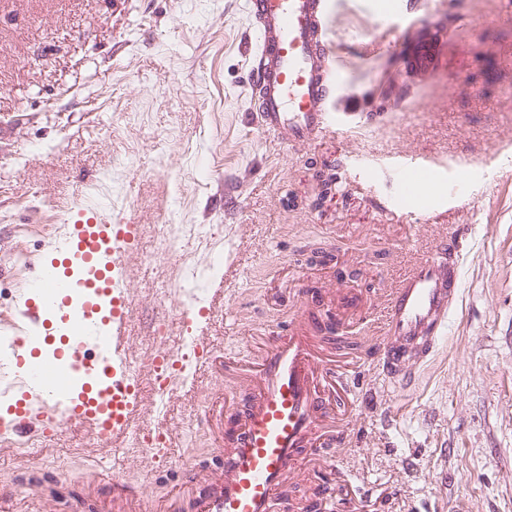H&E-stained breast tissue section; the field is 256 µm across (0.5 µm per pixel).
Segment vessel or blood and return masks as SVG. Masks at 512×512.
Masks as SVG:
<instances>
[{
  "label": "vessel or blood",
  "instance_id": "1",
  "mask_svg": "<svg viewBox=\"0 0 512 512\" xmlns=\"http://www.w3.org/2000/svg\"><path fill=\"white\" fill-rule=\"evenodd\" d=\"M336 0H247L254 42L248 83L258 95V124L288 144H307L339 128L328 104L339 88L337 45L328 31ZM401 197L427 189L437 172L416 159L400 167ZM134 224H65L58 259L43 264L31 297L12 328L23 335L12 355L25 377L13 402V426L35 413L62 427L86 426L97 440L133 430L140 393L123 338L132 306L124 255ZM461 294L458 230L418 254L385 299V321L374 361L396 385H410L437 350ZM153 369L175 390L179 366L171 349L157 350ZM251 402L238 414L224 470L199 512H272L289 476L319 460L340 437L336 409L343 385L340 362L323 336L302 328L269 336L260 361L240 371Z\"/></svg>",
  "mask_w": 512,
  "mask_h": 512
}]
</instances>
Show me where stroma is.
Masks as SVG:
<instances>
[{
    "mask_svg": "<svg viewBox=\"0 0 512 512\" xmlns=\"http://www.w3.org/2000/svg\"><path fill=\"white\" fill-rule=\"evenodd\" d=\"M349 49L330 109L345 133L289 146L260 133L248 86L245 0H0V319L13 318L73 200L138 225L126 257V331L141 365L140 431L162 425L168 467L131 436L98 443L70 424L31 453L0 433V512H175L194 505L224 450L204 420L247 399L239 379L201 370L166 402L149 362L200 335L257 362L272 331L313 293L361 345L379 335L383 295L415 249L458 229L460 301L416 391L359 363L350 421L328 455L331 512H512V29L507 0H404L425 24L388 56L389 0H341ZM425 158L470 184L464 197L397 199V167ZM162 224L188 227L149 264ZM213 311L189 328L183 288ZM128 481L132 502L112 498Z\"/></svg>",
    "mask_w": 512,
    "mask_h": 512,
    "instance_id": "obj_1",
    "label": "stroma"
}]
</instances>
